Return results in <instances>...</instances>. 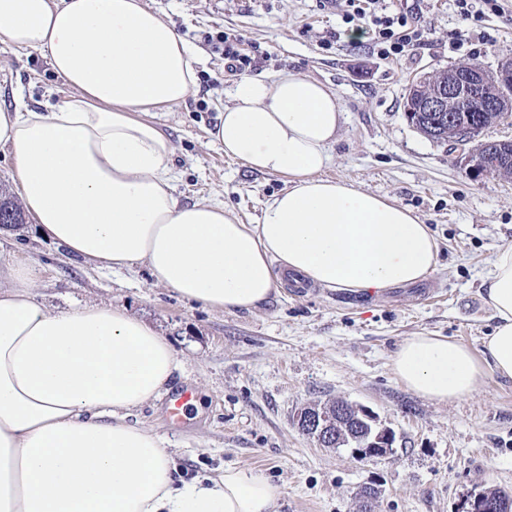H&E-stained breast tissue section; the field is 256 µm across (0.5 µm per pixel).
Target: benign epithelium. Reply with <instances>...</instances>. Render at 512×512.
<instances>
[{"label":"benign epithelium","mask_w":512,"mask_h":512,"mask_svg":"<svg viewBox=\"0 0 512 512\" xmlns=\"http://www.w3.org/2000/svg\"><path fill=\"white\" fill-rule=\"evenodd\" d=\"M512 72L503 70L490 76L479 69L459 75L447 72V77L433 82L421 78L412 87L417 95L420 112L448 113V126L453 133L452 146L460 150V158L473 176L487 173V159L495 156L502 142L491 141L474 151L472 144L478 138L479 128L465 117L467 112H512V91L507 82ZM298 428L322 445L346 447L363 460L374 461L387 456L395 442V433L378 421V418L361 405L341 403L311 404L296 415ZM365 431L356 439L355 430Z\"/></svg>","instance_id":"1"}]
</instances>
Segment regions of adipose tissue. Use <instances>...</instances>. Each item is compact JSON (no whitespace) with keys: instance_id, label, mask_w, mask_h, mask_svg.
<instances>
[{"instance_id":"1","label":"adipose tissue","mask_w":512,"mask_h":512,"mask_svg":"<svg viewBox=\"0 0 512 512\" xmlns=\"http://www.w3.org/2000/svg\"><path fill=\"white\" fill-rule=\"evenodd\" d=\"M0 43L45 54L70 89L48 112L0 107L26 210L54 244L99 267L145 266L155 284L217 310H251L295 274L322 288L381 293L437 268L438 243L410 209L324 177L343 113L297 73L240 80L210 136L226 157L288 182L242 223L219 201L175 193L172 143L156 124L196 85V59L144 0H0ZM37 268L0 287V512H277L262 475L226 468L175 478L137 410L167 392L169 342L119 307L50 312ZM496 321L483 355L418 334L392 367L435 402L512 380V247L487 279Z\"/></svg>"}]
</instances>
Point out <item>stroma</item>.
<instances>
[{
  "label": "stroma",
  "instance_id": "35a3bbf8",
  "mask_svg": "<svg viewBox=\"0 0 512 512\" xmlns=\"http://www.w3.org/2000/svg\"><path fill=\"white\" fill-rule=\"evenodd\" d=\"M146 2L198 57L194 91L160 119L181 201L220 199L243 223H258L286 180L226 158L209 132L240 77L291 70L332 90L343 111L326 177L413 210L438 241L436 271L380 294L286 285L256 309L211 310L154 285L145 267L86 263L30 218L0 231V265L35 263L36 299L50 310L122 307L168 340L175 382L198 393L201 409L175 422L163 397L132 420L160 438L182 477L260 473L281 494L279 512H358L364 486L377 488V512H457L471 492L512 491V381L491 378L440 403L407 390L392 369L410 336H445L479 353L495 325L486 281L497 251L512 247V181L472 178L449 146L409 123L404 101L420 75L463 63L493 73L512 58V0L479 21L462 19L454 0H406L430 43L396 59L378 56L364 31L319 0ZM228 49L251 57L243 76L228 72ZM18 91L33 109L70 94L44 54L0 44V106ZM336 400L392 428V453L363 461L298 429L301 408Z\"/></svg>",
  "mask_w": 512,
  "mask_h": 512
}]
</instances>
